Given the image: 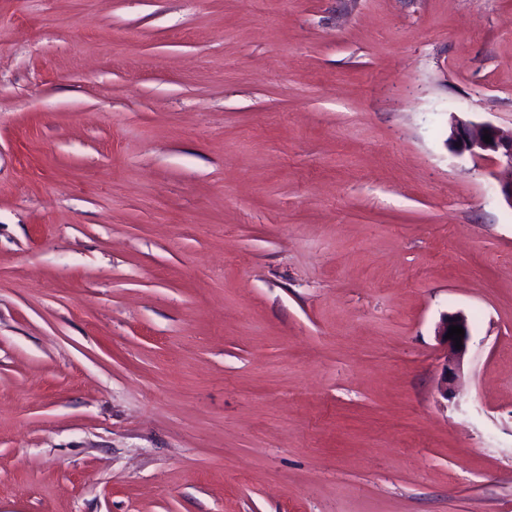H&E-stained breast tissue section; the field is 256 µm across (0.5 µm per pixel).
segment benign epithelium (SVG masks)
I'll return each mask as SVG.
<instances>
[{
    "instance_id": "benign-epithelium-1",
    "label": "benign epithelium",
    "mask_w": 512,
    "mask_h": 512,
    "mask_svg": "<svg viewBox=\"0 0 512 512\" xmlns=\"http://www.w3.org/2000/svg\"><path fill=\"white\" fill-rule=\"evenodd\" d=\"M486 133L490 134L492 142L483 140ZM450 141L458 152H468L477 158L493 159L512 173V131L506 132L489 123H475L454 116L450 124ZM451 325L462 327L464 337L461 338L462 346L459 349L455 347V341L446 340L447 360L439 386L440 394L445 398L448 397V387L459 377L470 336L468 319L461 312L443 316L437 325V335L446 336Z\"/></svg>"
}]
</instances>
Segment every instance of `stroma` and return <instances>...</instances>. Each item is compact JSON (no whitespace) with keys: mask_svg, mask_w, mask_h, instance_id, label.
Listing matches in <instances>:
<instances>
[{"mask_svg":"<svg viewBox=\"0 0 512 512\" xmlns=\"http://www.w3.org/2000/svg\"><path fill=\"white\" fill-rule=\"evenodd\" d=\"M454 114L512 129V0H0V512H512ZM451 325H458L464 329V337H461V349H457L455 347L453 337L451 339H445L449 326ZM437 336H441V338L446 342L448 348L447 360L439 386L440 394L446 398L448 397V389H451V385L455 383L462 369L463 358L470 336L467 317L461 312L444 315L437 325Z\"/></svg>","mask_w":512,"mask_h":512,"instance_id":"obj_1","label":"stroma"}]
</instances>
